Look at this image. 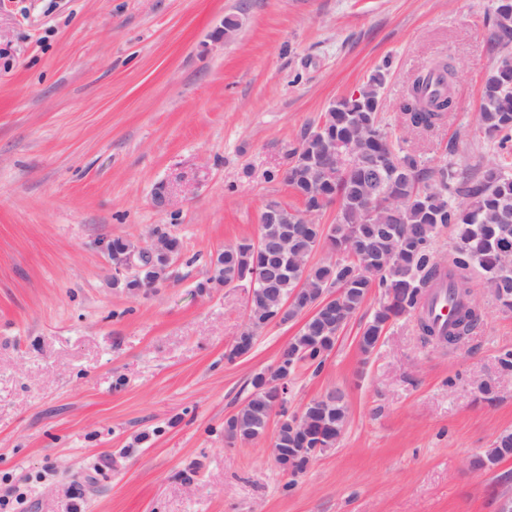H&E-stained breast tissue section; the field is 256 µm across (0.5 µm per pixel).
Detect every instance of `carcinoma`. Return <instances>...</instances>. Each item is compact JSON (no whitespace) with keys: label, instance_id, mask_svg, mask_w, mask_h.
<instances>
[{"label":"carcinoma","instance_id":"carcinoma-1","mask_svg":"<svg viewBox=\"0 0 512 512\" xmlns=\"http://www.w3.org/2000/svg\"><path fill=\"white\" fill-rule=\"evenodd\" d=\"M492 20L499 56L486 77L479 108V126L491 143V156L478 165L476 178L461 179L449 162L429 167L392 138L380 116V89L385 82L381 71L370 77L358 97L334 102L318 123L289 145L286 183L302 208L288 210V218L298 232L299 249L311 254L326 243L340 251L349 233L355 231L371 253L386 258V271L370 281H345L342 272L329 263L305 269L304 288L309 294L334 286L342 290L347 320L373 294L379 295L378 306L358 338L359 351L365 357L374 352L386 325L400 317H416L425 343L466 335L479 324L481 312L467 308L459 288L475 277L484 280L503 309L512 311V279L503 282L500 252L503 244L512 247V0H493ZM436 76L451 84L452 65L441 60L415 77L402 104L407 126L430 129L445 117L452 98L447 93L430 92L428 86ZM328 144L336 147L340 157L336 181L319 183L310 159ZM376 184L385 195L407 198L410 204L396 214L382 203L374 218L365 219L360 200ZM339 195L340 216L330 228L299 223L301 216L326 209ZM376 224L401 225L403 239L388 240L374 230ZM449 226L456 241L443 265L438 262L434 242L441 229ZM265 264V251L256 246L255 238L244 237L211 257L210 270L219 272L224 286H246ZM442 286L448 288L453 301V317L446 329L431 315L436 289ZM295 316L272 308L254 318L260 323L284 324ZM336 341L333 331L320 326L297 333L280 350L288 375L300 368L319 375ZM250 384L249 402L224 422V438L231 444L239 437L244 444L257 440L254 434L239 435V430L264 423L277 394L275 386L266 385L256 375ZM346 418L347 407L338 396L331 404H310L296 429L282 428L280 447L294 456L295 472H304L316 458L311 449L337 441ZM509 457L511 431L499 435L474 460V467L490 468Z\"/></svg>","mask_w":512,"mask_h":512}]
</instances>
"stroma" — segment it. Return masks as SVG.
Returning a JSON list of instances; mask_svg holds the SVG:
<instances>
[{
	"label": "stroma",
	"mask_w": 512,
	"mask_h": 512,
	"mask_svg": "<svg viewBox=\"0 0 512 512\" xmlns=\"http://www.w3.org/2000/svg\"><path fill=\"white\" fill-rule=\"evenodd\" d=\"M492 4L0 0V495L26 512H500L512 458L471 461L512 431L498 363L512 312L481 279L482 320L459 344L423 343L403 317L362 359L372 298L321 374L290 379L292 407L332 391L348 406L336 447L294 479L269 441L228 445L224 421L299 324L227 362L250 291L204 285L210 256L255 235L268 202L295 205L289 144L378 69L402 147L473 174ZM441 57L456 106L406 127L409 84ZM163 234L182 246L168 280L114 282L100 239Z\"/></svg>",
	"instance_id": "35a3bbf8"
}]
</instances>
